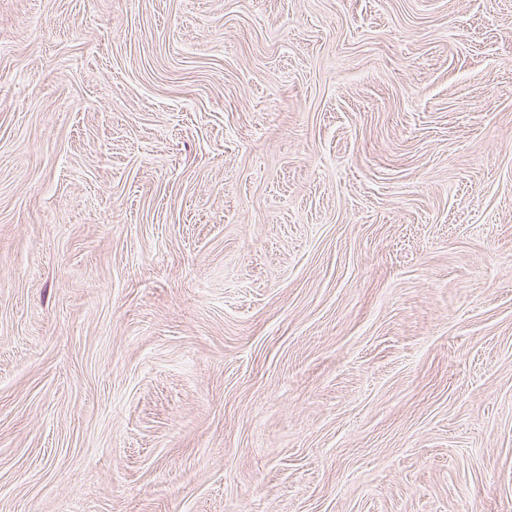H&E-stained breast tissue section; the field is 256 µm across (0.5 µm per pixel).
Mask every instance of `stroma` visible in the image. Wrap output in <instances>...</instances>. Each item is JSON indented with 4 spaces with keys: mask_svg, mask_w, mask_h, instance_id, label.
Wrapping results in <instances>:
<instances>
[{
    "mask_svg": "<svg viewBox=\"0 0 512 512\" xmlns=\"http://www.w3.org/2000/svg\"><path fill=\"white\" fill-rule=\"evenodd\" d=\"M0 512H512V0H0Z\"/></svg>",
    "mask_w": 512,
    "mask_h": 512,
    "instance_id": "1",
    "label": "stroma"
}]
</instances>
